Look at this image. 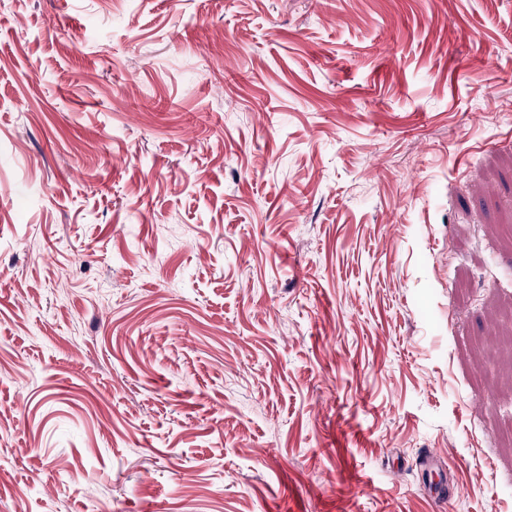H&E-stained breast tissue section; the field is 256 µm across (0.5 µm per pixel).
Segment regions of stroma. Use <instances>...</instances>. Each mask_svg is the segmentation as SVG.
I'll return each instance as SVG.
<instances>
[{
    "instance_id": "obj_1",
    "label": "stroma",
    "mask_w": 512,
    "mask_h": 512,
    "mask_svg": "<svg viewBox=\"0 0 512 512\" xmlns=\"http://www.w3.org/2000/svg\"><path fill=\"white\" fill-rule=\"evenodd\" d=\"M0 512H512V0H0Z\"/></svg>"
}]
</instances>
